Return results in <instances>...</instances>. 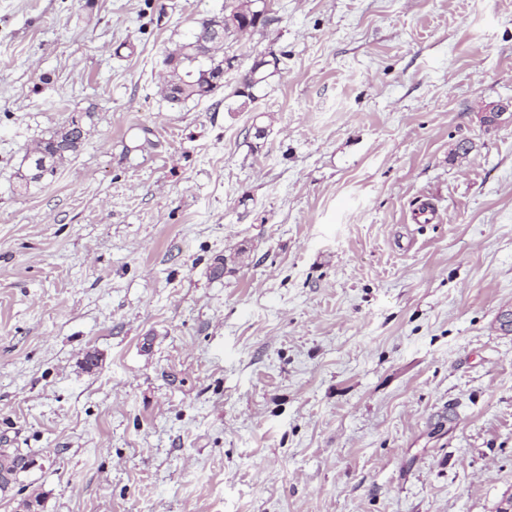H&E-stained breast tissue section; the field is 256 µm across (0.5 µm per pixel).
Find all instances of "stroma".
<instances>
[{
  "label": "stroma",
  "instance_id": "obj_1",
  "mask_svg": "<svg viewBox=\"0 0 512 512\" xmlns=\"http://www.w3.org/2000/svg\"><path fill=\"white\" fill-rule=\"evenodd\" d=\"M223 2L0 0V448L38 462L21 497L500 512L512 114L480 116L512 103V0H268L223 90L170 108L164 51ZM269 51L280 71L241 105ZM85 113L80 151L20 188L26 148ZM270 57L271 59H262L259 62L254 63L253 66L248 69L242 77V88L235 92L236 96L247 97L251 102L257 98L253 90L265 83L268 76L265 74L267 68L272 66L274 71L279 69V64L281 62L280 58L273 52H271Z\"/></svg>",
  "mask_w": 512,
  "mask_h": 512
}]
</instances>
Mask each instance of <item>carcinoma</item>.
<instances>
[{"instance_id":"obj_1","label":"carcinoma","mask_w":512,"mask_h":512,"mask_svg":"<svg viewBox=\"0 0 512 512\" xmlns=\"http://www.w3.org/2000/svg\"><path fill=\"white\" fill-rule=\"evenodd\" d=\"M268 23L266 0H232L229 13L215 14L198 21L186 37L168 49L164 65L166 77L161 95L171 106H181L201 100L224 88V71L234 67L235 57L224 50L231 35L255 32ZM280 58L262 59L251 66L242 77V88L236 95L254 101V89L265 83L268 67L279 69ZM87 134L82 119L72 117L49 137L26 148L25 168L18 172L20 186L28 188L43 180L41 174L52 177L57 167L79 152ZM33 457L17 448H0V474L21 478L28 473Z\"/></svg>"}]
</instances>
